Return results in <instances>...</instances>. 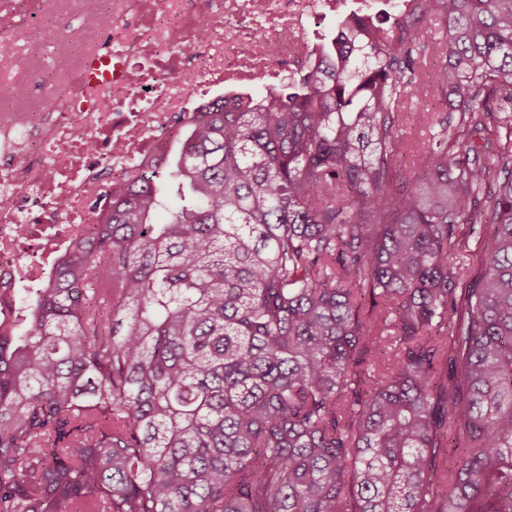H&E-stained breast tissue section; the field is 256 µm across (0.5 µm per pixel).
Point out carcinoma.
<instances>
[{"mask_svg":"<svg viewBox=\"0 0 512 512\" xmlns=\"http://www.w3.org/2000/svg\"><path fill=\"white\" fill-rule=\"evenodd\" d=\"M339 23L0 296V512H512V0ZM431 84L432 82L426 79L423 84H420V86L413 91L407 101V114L401 127V132L403 136L412 139V141H417L418 137L427 135L428 129L426 126V114L418 112V99H420V97L427 98L430 105L429 111L433 110L434 107L441 106L442 97L431 87Z\"/></svg>","mask_w":512,"mask_h":512,"instance_id":"obj_1","label":"carcinoma"}]
</instances>
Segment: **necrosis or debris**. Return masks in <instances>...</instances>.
I'll return each instance as SVG.
<instances>
[{"label": "necrosis or debris", "instance_id": "4bbe7bcc", "mask_svg": "<svg viewBox=\"0 0 512 512\" xmlns=\"http://www.w3.org/2000/svg\"><path fill=\"white\" fill-rule=\"evenodd\" d=\"M61 2L0 0V62L15 79L37 75L29 57L8 53L18 17ZM99 2L82 5L108 42L76 57L58 33L69 62L61 83L43 84L33 112L0 111V294L39 284L89 224L99 185L147 165L176 116L220 85L276 88L288 67L308 60L318 21L370 16L376 0H111L104 15ZM102 54L112 58V77L89 81L86 65Z\"/></svg>", "mask_w": 512, "mask_h": 512}]
</instances>
